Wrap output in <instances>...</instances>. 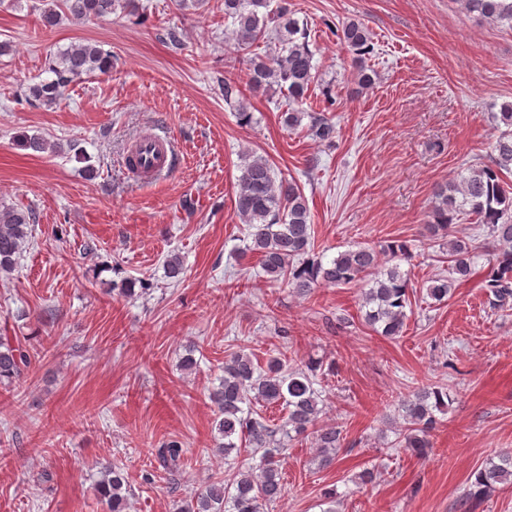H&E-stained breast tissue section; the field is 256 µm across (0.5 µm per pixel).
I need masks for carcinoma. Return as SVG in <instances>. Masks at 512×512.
I'll use <instances>...</instances> for the list:
<instances>
[{
    "instance_id": "cac0c4a2",
    "label": "carcinoma",
    "mask_w": 512,
    "mask_h": 512,
    "mask_svg": "<svg viewBox=\"0 0 512 512\" xmlns=\"http://www.w3.org/2000/svg\"><path fill=\"white\" fill-rule=\"evenodd\" d=\"M464 10L482 20L512 29V0H461ZM271 0H224V18L234 26L240 49H248L275 34L280 49L253 63L249 77L252 91H266L273 85L285 87L295 101L305 97L316 77L314 54L306 30L283 8H270ZM135 7V0H52L42 10L46 27L57 24L60 14L73 21L105 18L117 8ZM337 36L357 56L371 53V37L363 23L350 20L342 24ZM112 69V52L96 43L72 44L59 52L48 65L51 77L31 85L28 99L33 104L53 105L69 86L82 76ZM224 101L233 103L239 120L251 121L241 90L224 82ZM504 130L492 149V164L473 169L457 182L441 185L435 192L436 204L427 232L446 241L448 262L454 280H431L426 294L436 303L448 298L453 281L472 274L473 248L469 241L453 235L452 221L459 215L473 217L487 228L494 243L493 258L482 288L494 310L512 308V192L507 190L502 173L512 171V102H505L496 113ZM314 136L332 141L335 125L316 116ZM235 208L244 223L251 226L250 242L243 252L259 256L270 279L287 280L293 292L306 296L320 284L336 287L363 283L364 320L375 332L390 339L401 335L411 305L407 275L398 265L384 268L379 251L357 245L339 252L331 261L307 258L311 242V215L307 199L298 184L275 181L266 158L254 156L241 168L237 179ZM31 212L15 208L0 210V273L13 269L16 258L32 233ZM30 367V355L22 343L0 340V385L20 379ZM322 363L308 362L296 369L288 366L285 355L274 356L266 368H258L251 355L237 352L224 360V376L210 392L214 405V430L221 442L217 451L224 455L241 452L247 445L260 454L256 467L239 468L228 477L213 476L180 506V512H265L284 495L281 458L288 442L307 433L312 435L318 457L324 464L336 459L343 441L342 430L334 424L317 425L322 408L314 388V378ZM283 406L287 416L276 427L270 426L252 406ZM448 407V391L419 389L400 400L405 420L404 447L423 458L431 448L435 412ZM184 450L176 440L157 449L162 467L177 470ZM512 483V454L504 453L475 470L469 477L465 498L468 501L490 496L503 484ZM106 500L110 512H129L131 489L124 472L107 467L95 487Z\"/></svg>"
}]
</instances>
